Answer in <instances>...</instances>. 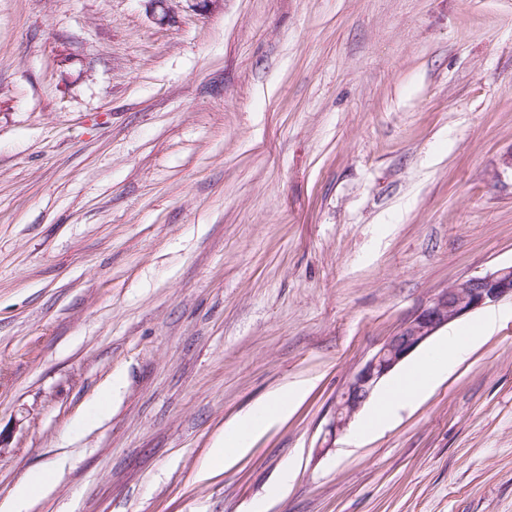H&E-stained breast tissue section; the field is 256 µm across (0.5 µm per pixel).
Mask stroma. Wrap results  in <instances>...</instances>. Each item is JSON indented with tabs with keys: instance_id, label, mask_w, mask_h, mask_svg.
Segmentation results:
<instances>
[{
	"instance_id": "35a3bbf8",
	"label": "stroma",
	"mask_w": 512,
	"mask_h": 512,
	"mask_svg": "<svg viewBox=\"0 0 512 512\" xmlns=\"http://www.w3.org/2000/svg\"><path fill=\"white\" fill-rule=\"evenodd\" d=\"M167 7L0 0V501L64 455L31 512H512L511 301L387 429L327 430L431 294L512 264V0ZM311 380L287 383L271 392L249 411L238 415L224 428L201 467L200 477L206 478L215 466H224L245 455L252 441L263 434L274 422L288 416L311 386Z\"/></svg>"
}]
</instances>
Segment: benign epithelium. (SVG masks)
Listing matches in <instances>:
<instances>
[{
    "instance_id": "7a95c632",
    "label": "benign epithelium",
    "mask_w": 512,
    "mask_h": 512,
    "mask_svg": "<svg viewBox=\"0 0 512 512\" xmlns=\"http://www.w3.org/2000/svg\"><path fill=\"white\" fill-rule=\"evenodd\" d=\"M512 300V265L482 276L461 278L434 293L402 322L350 376L336 397L328 424L332 434L343 432L382 380L436 332L487 305Z\"/></svg>"
}]
</instances>
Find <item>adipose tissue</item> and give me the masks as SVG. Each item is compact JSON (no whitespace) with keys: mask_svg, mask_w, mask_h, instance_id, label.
<instances>
[{"mask_svg":"<svg viewBox=\"0 0 512 512\" xmlns=\"http://www.w3.org/2000/svg\"><path fill=\"white\" fill-rule=\"evenodd\" d=\"M497 321L495 311L490 310L465 332H449L446 341L396 379L363 422L361 434L369 435L386 427L401 409L422 399L448 370L470 353L479 339L494 330ZM309 387L306 380L282 385L252 409L238 415L225 426L223 436L215 440L201 467L202 473L245 455L252 441L274 422L285 418ZM52 477V472L46 470L29 473L10 496L0 502V512H28L35 497L50 491Z\"/></svg>","mask_w":512,"mask_h":512,"instance_id":"1","label":"adipose tissue"}]
</instances>
